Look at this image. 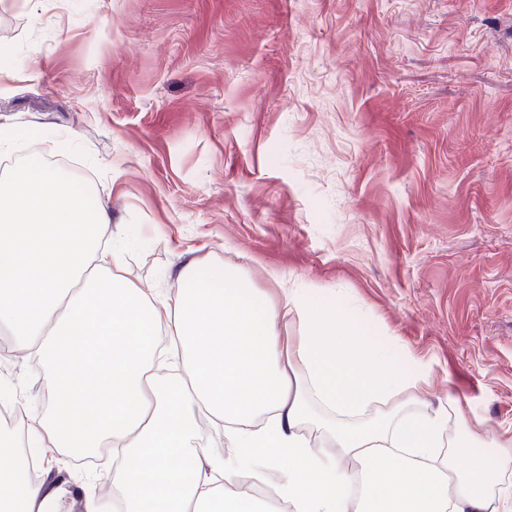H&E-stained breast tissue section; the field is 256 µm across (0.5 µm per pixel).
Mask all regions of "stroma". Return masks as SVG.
<instances>
[{
  "label": "stroma",
  "instance_id": "stroma-1",
  "mask_svg": "<svg viewBox=\"0 0 512 512\" xmlns=\"http://www.w3.org/2000/svg\"><path fill=\"white\" fill-rule=\"evenodd\" d=\"M0 131L112 212L122 272L340 290L512 484V0H0ZM37 360L0 333V392Z\"/></svg>",
  "mask_w": 512,
  "mask_h": 512
}]
</instances>
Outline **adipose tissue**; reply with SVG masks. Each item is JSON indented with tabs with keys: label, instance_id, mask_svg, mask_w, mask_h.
<instances>
[{
	"label": "adipose tissue",
	"instance_id": "1",
	"mask_svg": "<svg viewBox=\"0 0 512 512\" xmlns=\"http://www.w3.org/2000/svg\"><path fill=\"white\" fill-rule=\"evenodd\" d=\"M112 218L63 170L31 159L0 180V331L37 356L49 391L24 440L0 433V512H66L67 481L33 480L18 449L112 450L85 512H512L490 496L499 459L465 417L399 411L431 366L378 334L336 290L255 288L242 267L185 265L174 299L113 272ZM296 329H289V320ZM232 449L200 448L202 416ZM322 430L335 452L301 432ZM361 489L351 494V467ZM272 478L276 496H216L220 480Z\"/></svg>",
	"mask_w": 512,
	"mask_h": 512
}]
</instances>
